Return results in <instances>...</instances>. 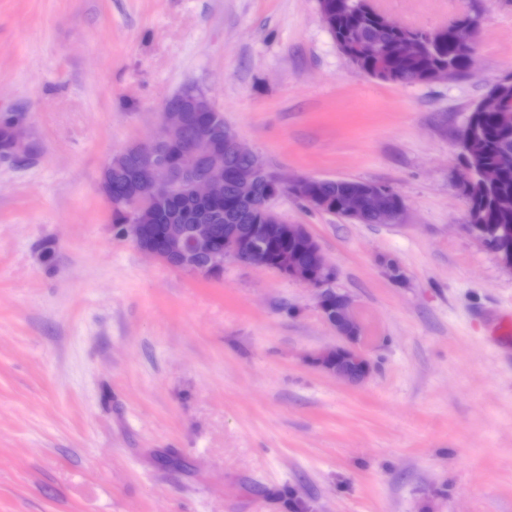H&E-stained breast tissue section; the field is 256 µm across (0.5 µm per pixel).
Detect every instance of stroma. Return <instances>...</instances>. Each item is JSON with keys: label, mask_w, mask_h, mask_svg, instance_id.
Listing matches in <instances>:
<instances>
[{"label": "stroma", "mask_w": 512, "mask_h": 512, "mask_svg": "<svg viewBox=\"0 0 512 512\" xmlns=\"http://www.w3.org/2000/svg\"><path fill=\"white\" fill-rule=\"evenodd\" d=\"M398 23L480 16L445 83L366 77L317 0H0V512H512V272L466 228L456 138L512 72V0H371ZM188 85L272 168L389 186L398 224L275 201L336 271L372 362L315 289L226 262L218 278L115 235L99 181L158 137ZM20 123L21 120L13 116L0 118V163L12 161L25 149L18 135Z\"/></svg>", "instance_id": "stroma-1"}]
</instances>
